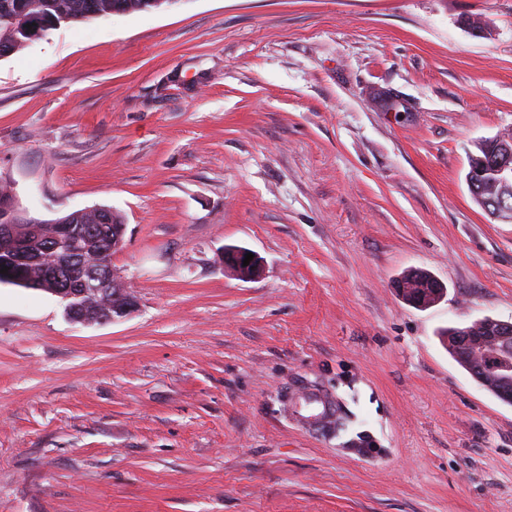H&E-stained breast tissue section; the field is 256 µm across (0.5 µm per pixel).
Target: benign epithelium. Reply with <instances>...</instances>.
I'll return each instance as SVG.
<instances>
[{
    "instance_id": "1",
    "label": "benign epithelium",
    "mask_w": 512,
    "mask_h": 512,
    "mask_svg": "<svg viewBox=\"0 0 512 512\" xmlns=\"http://www.w3.org/2000/svg\"><path fill=\"white\" fill-rule=\"evenodd\" d=\"M486 155H472L468 162L466 182L473 199L494 220L512 223V137L499 135L486 141ZM14 218L0 224V238L7 248L0 249V270L9 267L8 273H0V281L17 280L34 265L43 270L42 279L48 292L64 302L66 317L76 323H87L80 317L85 297L102 300L112 299V309L100 311L97 322H113L133 311L132 298H119L123 290L121 282L112 270L109 255L117 248V238L103 239L104 230L100 225L84 224L83 217L90 213L102 215L106 209H84L72 212L58 221L57 232L42 238L37 248L31 247L32 236L38 234L31 218L19 206H13ZM83 240L99 242V249L93 258L85 255L80 246ZM248 251L228 247L222 256V263L237 277L251 280L258 276L260 263L253 258L249 265H243ZM488 323L496 326L495 345L483 352L482 374L476 379L487 385L490 373L498 377L494 393L503 401L512 404V322L493 318Z\"/></svg>"
}]
</instances>
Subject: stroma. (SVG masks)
Listing matches in <instances>:
<instances>
[{
    "label": "stroma",
    "instance_id": "stroma-1",
    "mask_svg": "<svg viewBox=\"0 0 512 512\" xmlns=\"http://www.w3.org/2000/svg\"><path fill=\"white\" fill-rule=\"evenodd\" d=\"M509 131L512 0H167L1 59L0 183L119 214L135 308L0 283V512H512V405L440 338L512 321L465 181ZM248 253L252 252L238 247H228L223 253L222 263L227 268H230L240 279L251 280L258 276L260 263L258 258L252 253L253 259L249 262V265L243 266L245 255Z\"/></svg>",
    "mask_w": 512,
    "mask_h": 512
}]
</instances>
